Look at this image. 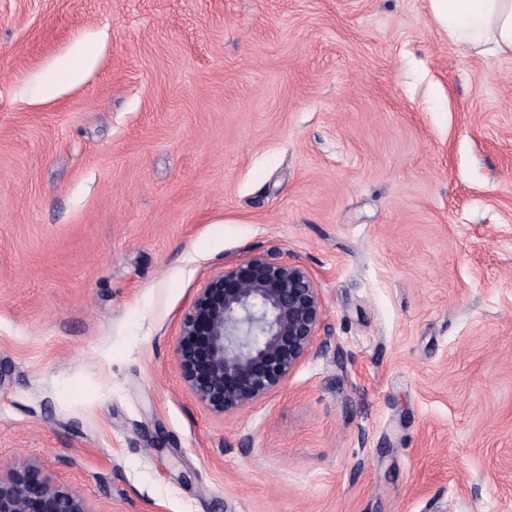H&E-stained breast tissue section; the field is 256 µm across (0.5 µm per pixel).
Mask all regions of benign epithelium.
I'll list each match as a JSON object with an SVG mask.
<instances>
[{"instance_id":"obj_1","label":"benign epithelium","mask_w":512,"mask_h":512,"mask_svg":"<svg viewBox=\"0 0 512 512\" xmlns=\"http://www.w3.org/2000/svg\"><path fill=\"white\" fill-rule=\"evenodd\" d=\"M322 299L303 266L254 254L214 276L195 297L176 346L181 378L216 416L279 390L313 352ZM0 512H97L35 462L0 473Z\"/></svg>"}]
</instances>
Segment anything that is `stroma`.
Returning a JSON list of instances; mask_svg holds the SVG:
<instances>
[{
  "instance_id": "35a3bbf8",
  "label": "stroma",
  "mask_w": 512,
  "mask_h": 512,
  "mask_svg": "<svg viewBox=\"0 0 512 512\" xmlns=\"http://www.w3.org/2000/svg\"><path fill=\"white\" fill-rule=\"evenodd\" d=\"M259 252L313 279L316 352L217 417L175 348ZM26 461L96 512H512V57L429 0H0Z\"/></svg>"
}]
</instances>
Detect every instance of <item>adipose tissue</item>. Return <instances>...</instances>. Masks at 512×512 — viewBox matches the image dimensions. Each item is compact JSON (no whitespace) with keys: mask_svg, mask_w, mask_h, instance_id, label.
<instances>
[{"mask_svg":"<svg viewBox=\"0 0 512 512\" xmlns=\"http://www.w3.org/2000/svg\"><path fill=\"white\" fill-rule=\"evenodd\" d=\"M437 22L461 48L512 56V0H430Z\"/></svg>","mask_w":512,"mask_h":512,"instance_id":"1","label":"adipose tissue"}]
</instances>
